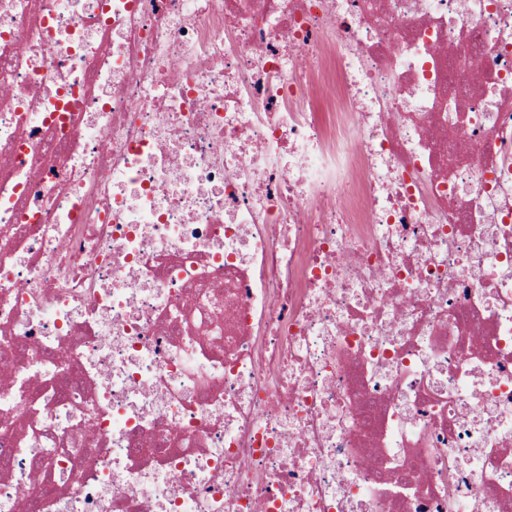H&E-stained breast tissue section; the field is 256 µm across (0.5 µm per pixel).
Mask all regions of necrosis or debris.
I'll return each instance as SVG.
<instances>
[{
  "label": "necrosis or debris",
  "instance_id": "4bbe7bcc",
  "mask_svg": "<svg viewBox=\"0 0 512 512\" xmlns=\"http://www.w3.org/2000/svg\"><path fill=\"white\" fill-rule=\"evenodd\" d=\"M0 512H512V0H0Z\"/></svg>",
  "mask_w": 512,
  "mask_h": 512
}]
</instances>
